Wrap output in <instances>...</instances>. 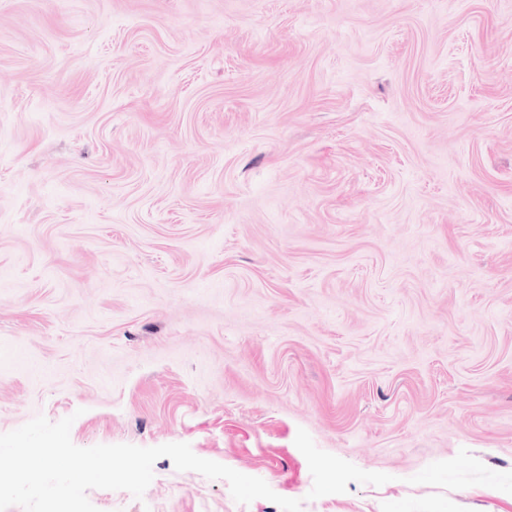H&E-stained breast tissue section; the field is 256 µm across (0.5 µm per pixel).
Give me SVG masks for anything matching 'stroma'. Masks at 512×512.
<instances>
[{
    "instance_id": "1",
    "label": "stroma",
    "mask_w": 512,
    "mask_h": 512,
    "mask_svg": "<svg viewBox=\"0 0 512 512\" xmlns=\"http://www.w3.org/2000/svg\"><path fill=\"white\" fill-rule=\"evenodd\" d=\"M185 442L302 512H512V0H0V433ZM99 512H281L153 466Z\"/></svg>"
}]
</instances>
